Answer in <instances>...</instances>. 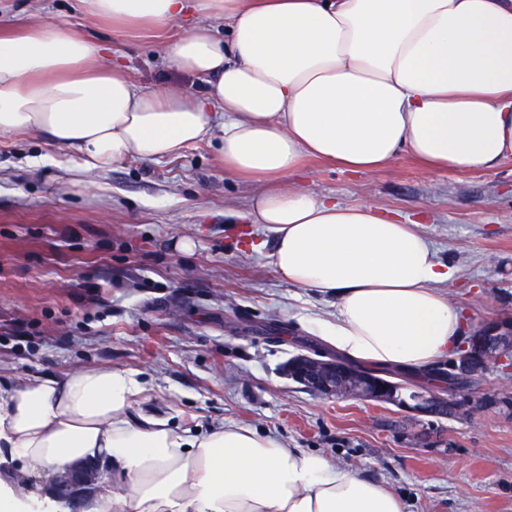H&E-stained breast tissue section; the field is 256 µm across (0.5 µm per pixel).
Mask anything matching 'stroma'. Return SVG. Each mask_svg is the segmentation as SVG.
<instances>
[{
    "mask_svg": "<svg viewBox=\"0 0 512 512\" xmlns=\"http://www.w3.org/2000/svg\"><path fill=\"white\" fill-rule=\"evenodd\" d=\"M46 23L108 49L137 87L204 91L164 55L182 23L125 27L88 18L77 0H0L1 38ZM289 182L416 222L455 269L444 290L466 330L512 316V157L458 173L404 154L365 174L309 157ZM252 191L212 141L88 177L45 136L1 135L0 384L112 365L148 384L143 410L266 432L389 489L405 512H512V410L483 403L512 391V377L482 375L467 417L421 419L288 376L296 355H334L315 327L335 303L242 249ZM181 237L193 252L174 249Z\"/></svg>",
    "mask_w": 512,
    "mask_h": 512,
    "instance_id": "obj_1",
    "label": "stroma"
}]
</instances>
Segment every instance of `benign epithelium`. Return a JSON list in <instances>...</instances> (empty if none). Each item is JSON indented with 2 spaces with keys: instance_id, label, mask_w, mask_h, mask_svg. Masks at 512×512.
I'll use <instances>...</instances> for the list:
<instances>
[{
  "instance_id": "benign-epithelium-1",
  "label": "benign epithelium",
  "mask_w": 512,
  "mask_h": 512,
  "mask_svg": "<svg viewBox=\"0 0 512 512\" xmlns=\"http://www.w3.org/2000/svg\"><path fill=\"white\" fill-rule=\"evenodd\" d=\"M511 337L512 319L509 317H501L482 324L463 344V353L449 361L448 379L468 376L470 369L475 365L486 369L496 365L511 371L512 343L494 350L489 348L492 342ZM288 376L315 395L398 404L417 416L445 417L448 414V405L455 404L451 397L434 392L415 398L411 402L401 403L395 399L391 387L378 384L373 376L335 357L322 359L306 354L298 355L288 363Z\"/></svg>"
}]
</instances>
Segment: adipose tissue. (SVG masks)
Wrapping results in <instances>:
<instances>
[{"label":"adipose tissue","instance_id":"ef3b65f1","mask_svg":"<svg viewBox=\"0 0 512 512\" xmlns=\"http://www.w3.org/2000/svg\"><path fill=\"white\" fill-rule=\"evenodd\" d=\"M90 17L199 19L168 45L204 95L137 89L101 47L43 24L0 38V136L45 133L93 173L172 158L218 137L224 169L257 190L249 223L294 286L336 299L322 338L348 360L429 371L458 346L452 275L416 224L287 185L305 157L354 173L401 154L434 170L512 156V0H80ZM223 20L216 36L213 21ZM135 372L25 374L0 388V445L47 472L0 512H69L61 475L107 472L84 512H404L391 491L327 457L231 423L196 432L138 411Z\"/></svg>","mask_w":512,"mask_h":512}]
</instances>
